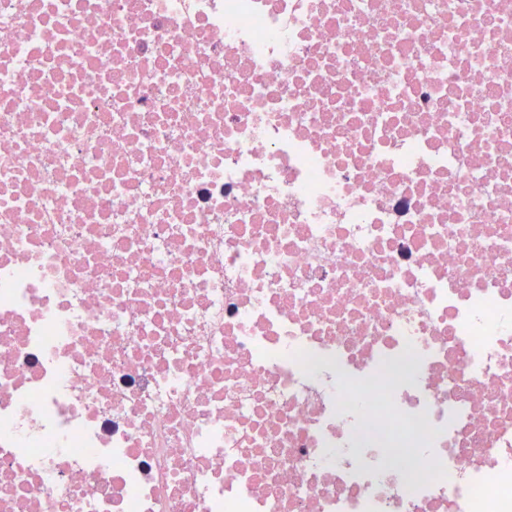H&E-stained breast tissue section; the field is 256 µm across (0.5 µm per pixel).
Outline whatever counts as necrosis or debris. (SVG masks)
Returning a JSON list of instances; mask_svg holds the SVG:
<instances>
[{
    "label": "necrosis or debris",
    "mask_w": 512,
    "mask_h": 512,
    "mask_svg": "<svg viewBox=\"0 0 512 512\" xmlns=\"http://www.w3.org/2000/svg\"><path fill=\"white\" fill-rule=\"evenodd\" d=\"M0 512H512V0H0Z\"/></svg>",
    "instance_id": "necrosis-or-debris-1"
}]
</instances>
